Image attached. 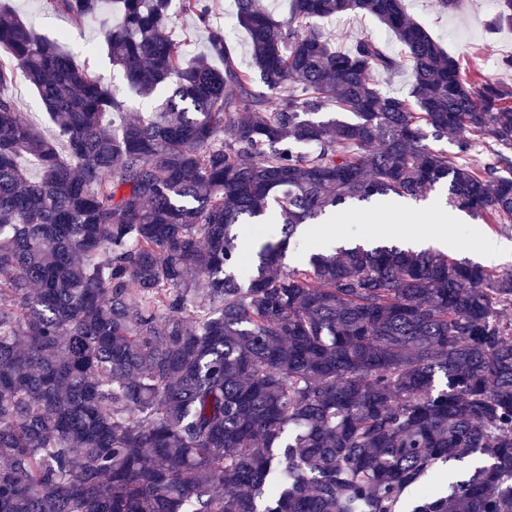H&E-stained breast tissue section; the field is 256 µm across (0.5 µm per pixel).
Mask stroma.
I'll return each mask as SVG.
<instances>
[{
    "instance_id": "obj_1",
    "label": "stroma",
    "mask_w": 512,
    "mask_h": 512,
    "mask_svg": "<svg viewBox=\"0 0 512 512\" xmlns=\"http://www.w3.org/2000/svg\"><path fill=\"white\" fill-rule=\"evenodd\" d=\"M10 6L40 35L50 40H62L64 47L76 60H83L84 49H97L96 71L112 90L122 96L129 114L147 111L148 101L132 94L119 71L113 69L104 48L105 23L115 22L111 10L90 18L82 25H74L64 15L44 9L43 0H9ZM210 24L231 33V46L243 64H250L248 36L238 28L233 0H210ZM407 12L420 22L440 47L456 56L464 75L481 74L512 86V69L501 66L503 58L512 56V30L494 29L489 21L496 11V0H459L456 9L444 11L438 0H404ZM332 36L337 50H349L362 37L371 38L393 56H401L402 47L394 35L375 17L350 13L323 23ZM440 199L431 193L421 201L399 200L395 206L379 202L346 204L337 208L329 224L313 225L300 247L288 250L285 265H294L306 250L337 238L377 240L376 229L381 224H399L408 230L425 235L434 222L433 207ZM448 223V250L455 257L473 263L485 264L503 273H512V223L492 225L475 220L457 211H450ZM501 245L500 253H492V245Z\"/></svg>"
}]
</instances>
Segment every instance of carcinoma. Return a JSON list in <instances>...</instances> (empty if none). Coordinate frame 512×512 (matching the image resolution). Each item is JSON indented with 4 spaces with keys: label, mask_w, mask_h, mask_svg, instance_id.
Listing matches in <instances>:
<instances>
[{
    "label": "carcinoma",
    "mask_w": 512,
    "mask_h": 512,
    "mask_svg": "<svg viewBox=\"0 0 512 512\" xmlns=\"http://www.w3.org/2000/svg\"><path fill=\"white\" fill-rule=\"evenodd\" d=\"M171 2L44 0L112 6V67L167 93L137 117L0 3V512H512V274L354 240L281 269L350 202L442 189L512 223V87L463 78L402 0H235L246 68L209 0H179L207 41L178 52ZM351 12L406 59L332 47L319 21ZM378 81L380 82L384 91L406 96L409 92L411 79L408 68H401L398 73L393 76L386 74H378ZM15 93L20 112H24L29 122L44 135L52 134L53 128L47 120L45 110L37 100L34 91L26 85H18Z\"/></svg>",
    "instance_id": "1"
}]
</instances>
